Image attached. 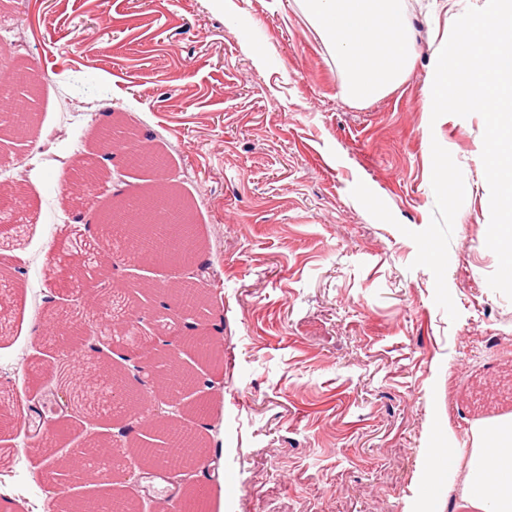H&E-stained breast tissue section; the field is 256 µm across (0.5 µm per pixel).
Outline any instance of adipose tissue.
Wrapping results in <instances>:
<instances>
[{
  "label": "adipose tissue",
  "mask_w": 512,
  "mask_h": 512,
  "mask_svg": "<svg viewBox=\"0 0 512 512\" xmlns=\"http://www.w3.org/2000/svg\"><path fill=\"white\" fill-rule=\"evenodd\" d=\"M342 74L355 102L380 98L399 85L413 60L407 0H297ZM418 479L412 512H435L447 477L459 464L467 476L461 498L474 512H512V421L476 434L469 458L454 447L432 448Z\"/></svg>",
  "instance_id": "1"
}]
</instances>
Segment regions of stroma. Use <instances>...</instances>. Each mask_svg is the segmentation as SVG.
I'll use <instances>...</instances> for the list:
<instances>
[{"mask_svg": "<svg viewBox=\"0 0 512 512\" xmlns=\"http://www.w3.org/2000/svg\"><path fill=\"white\" fill-rule=\"evenodd\" d=\"M441 0H407L415 58L382 98L349 103L335 60L296 0H0V51L39 64L34 142L0 139V185L22 194L0 212L17 235L0 273V485L48 500L112 496L150 505L171 495L157 467L107 482L57 480L83 447L135 444L104 385L125 365V338L80 353L89 374L77 416L59 415L46 380L59 336L50 316L80 319L92 298L71 237L101 246L95 213L155 174L103 181L83 211L63 199L58 158L86 154L95 127L121 114L167 158L166 175L206 242V311L222 341L209 416L193 421L208 451L192 482L209 512H410L432 435L472 449L477 428L512 416V300L487 282L490 191L480 115L425 112ZM54 142V157L41 146ZM456 194L433 177L434 153ZM115 283L129 310L161 263Z\"/></svg>", "mask_w": 512, "mask_h": 512, "instance_id": "obj_1", "label": "stroma"}]
</instances>
